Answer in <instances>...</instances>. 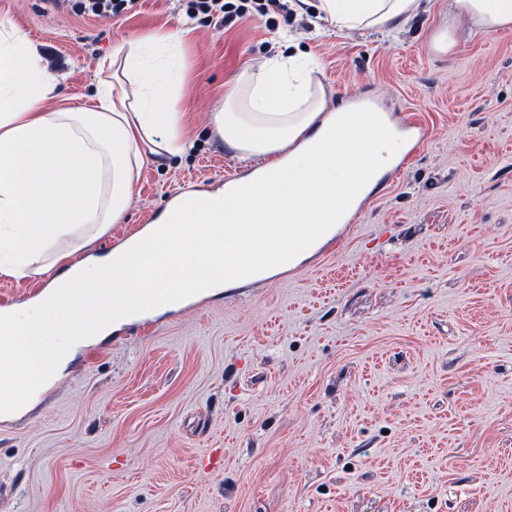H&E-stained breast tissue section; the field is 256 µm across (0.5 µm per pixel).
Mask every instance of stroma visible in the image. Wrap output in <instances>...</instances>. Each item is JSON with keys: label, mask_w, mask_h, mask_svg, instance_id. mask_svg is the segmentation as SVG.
Returning <instances> with one entry per match:
<instances>
[{"label": "stroma", "mask_w": 512, "mask_h": 512, "mask_svg": "<svg viewBox=\"0 0 512 512\" xmlns=\"http://www.w3.org/2000/svg\"><path fill=\"white\" fill-rule=\"evenodd\" d=\"M186 9L0 0L67 108L113 44L180 42L187 148L148 160L95 250L257 167L211 116L279 53L319 62L327 109L364 99L427 138L297 269L79 347L35 410L0 419V512H512V31L435 50L448 0L366 32L319 0L229 25ZM135 0H58V4L70 6L81 17H117L127 12Z\"/></svg>", "instance_id": "obj_1"}]
</instances>
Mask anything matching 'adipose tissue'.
Returning a JSON list of instances; mask_svg holds the SVG:
<instances>
[{
	"label": "adipose tissue",
	"instance_id": "adipose-tissue-1",
	"mask_svg": "<svg viewBox=\"0 0 512 512\" xmlns=\"http://www.w3.org/2000/svg\"><path fill=\"white\" fill-rule=\"evenodd\" d=\"M421 0H320L324 19L381 30L416 15ZM470 32L512 28V0H448ZM310 58H276L244 72L245 100L229 92L213 122L225 144L267 165L252 190H185L171 199L182 223L160 215L103 255L85 250L118 223L153 155L185 148L174 80L153 81L145 41L114 44L87 107L53 106L42 56L0 24V274L42 277L24 307L0 311V415L32 408L51 369L128 320L125 290L214 293L257 283L309 260L354 212L404 140L386 114L327 111Z\"/></svg>",
	"mask_w": 512,
	"mask_h": 512
}]
</instances>
